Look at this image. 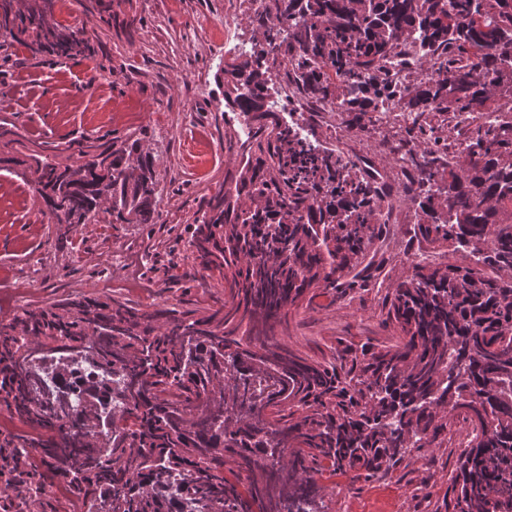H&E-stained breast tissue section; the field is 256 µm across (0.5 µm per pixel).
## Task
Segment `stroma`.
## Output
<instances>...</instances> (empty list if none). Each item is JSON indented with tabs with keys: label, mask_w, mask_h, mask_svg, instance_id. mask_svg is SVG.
<instances>
[{
	"label": "stroma",
	"mask_w": 512,
	"mask_h": 512,
	"mask_svg": "<svg viewBox=\"0 0 512 512\" xmlns=\"http://www.w3.org/2000/svg\"><path fill=\"white\" fill-rule=\"evenodd\" d=\"M226 8L227 0H183L179 7L171 0H112V20L106 23L86 12L81 0H72L61 20L85 33L97 48L94 56L51 62L21 47L0 49V116L21 137L64 145L139 132L158 159L161 190L159 223L86 224L74 231L72 247L62 248L41 199L0 168V185L11 196L0 205V294L20 296L25 308L86 294L108 295L138 309L168 303L200 314L223 298L219 280L192 279L181 239L209 191L235 166L224 149L238 128L224 121L223 67L238 46L254 45L259 35L239 0L232 37L211 38ZM204 141L213 158L198 180L189 171ZM126 252L145 256L139 272L121 263ZM135 275L150 282L152 295L130 287ZM379 317L371 302L326 305L295 317L286 341L309 355L350 332L381 340L388 333L379 328ZM434 454L430 472L413 461L367 483L324 477L335 489L327 499L330 512H372L390 502L403 512H426L427 502L414 498L415 489L428 481L432 501L442 502L458 458L454 448Z\"/></svg>",
	"instance_id": "stroma-1"
}]
</instances>
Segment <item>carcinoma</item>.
Here are the masks:
<instances>
[{
    "label": "carcinoma",
    "instance_id": "cac0c4a2",
    "mask_svg": "<svg viewBox=\"0 0 512 512\" xmlns=\"http://www.w3.org/2000/svg\"><path fill=\"white\" fill-rule=\"evenodd\" d=\"M57 0H0V48L92 56L56 19ZM250 22L262 47L224 64L225 107L251 126L227 151L237 169L187 225L185 251L224 302L196 316L74 295L0 321V407L45 438L0 431V502L44 512L33 452L87 512H327L325 474L376 480L471 426L446 512H512V120H488L464 154L414 153L408 243L465 262H412L378 288L390 224L376 188L336 151L302 141L273 109L277 76L313 103L337 101L363 127L380 100L432 112L512 103V0H268ZM419 43L434 76L398 88L380 64ZM462 53L448 60V49ZM58 146L0 123V164L30 184L57 241L84 224H156L157 158L133 134ZM379 293L390 345L338 336L319 359L277 339L315 299ZM81 362L106 375L112 403L48 383ZM232 465L246 485L224 477Z\"/></svg>",
    "mask_w": 512,
    "mask_h": 512
}]
</instances>
